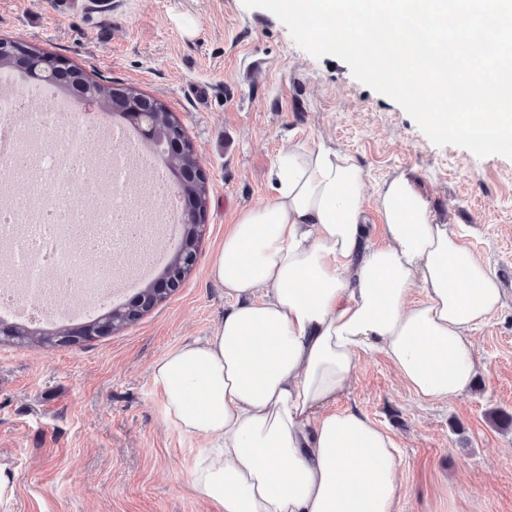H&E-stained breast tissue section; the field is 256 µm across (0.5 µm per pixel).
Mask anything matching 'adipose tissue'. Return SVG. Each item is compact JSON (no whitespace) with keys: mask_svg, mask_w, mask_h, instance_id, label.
Masks as SVG:
<instances>
[{"mask_svg":"<svg viewBox=\"0 0 512 512\" xmlns=\"http://www.w3.org/2000/svg\"><path fill=\"white\" fill-rule=\"evenodd\" d=\"M270 178L273 196L240 213L215 256L223 322L152 367L165 416L205 439L192 483L224 512H395L394 441L331 406L373 352L421 401L462 394L472 333L502 290L406 175L374 200L380 244L365 236L367 174L350 155L295 141Z\"/></svg>","mask_w":512,"mask_h":512,"instance_id":"obj_1","label":"adipose tissue"}]
</instances>
